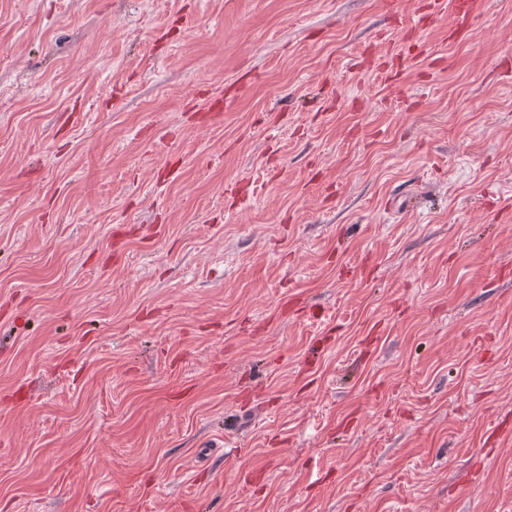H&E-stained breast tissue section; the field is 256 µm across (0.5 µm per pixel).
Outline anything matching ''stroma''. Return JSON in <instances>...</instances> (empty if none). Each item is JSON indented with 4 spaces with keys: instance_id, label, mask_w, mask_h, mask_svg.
Instances as JSON below:
<instances>
[{
    "instance_id": "obj_1",
    "label": "stroma",
    "mask_w": 512,
    "mask_h": 512,
    "mask_svg": "<svg viewBox=\"0 0 512 512\" xmlns=\"http://www.w3.org/2000/svg\"><path fill=\"white\" fill-rule=\"evenodd\" d=\"M512 0H0V512H512Z\"/></svg>"
}]
</instances>
